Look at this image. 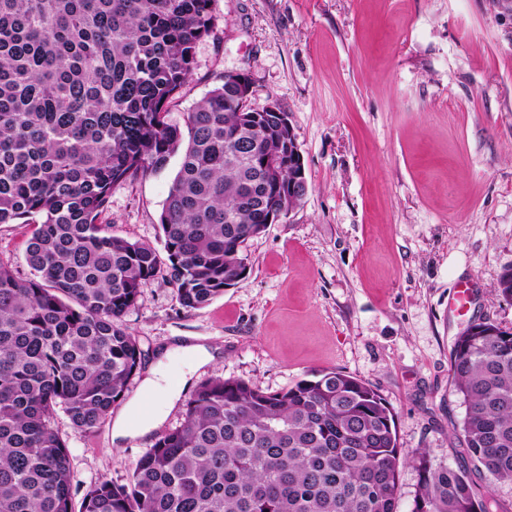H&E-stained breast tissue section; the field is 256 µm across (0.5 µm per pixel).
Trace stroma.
I'll return each instance as SVG.
<instances>
[{"label":"stroma","instance_id":"1","mask_svg":"<svg viewBox=\"0 0 512 512\" xmlns=\"http://www.w3.org/2000/svg\"><path fill=\"white\" fill-rule=\"evenodd\" d=\"M210 11L169 121L183 123L225 72L243 71L252 108L274 99L287 112L309 189L247 242L249 274L208 305L183 308L166 271L143 285L122 322L143 367L187 338L221 349L199 383L234 377L277 392L340 371L386 399L402 448L462 464L451 438L465 415L455 339L474 322L512 328V302L494 291L512 265V31L490 0H211ZM177 167L114 188L100 223L159 245ZM33 231L0 224V264L21 279L32 275ZM192 393L160 428L118 445L111 422L76 435L59 419L75 500L98 480L126 483Z\"/></svg>","mask_w":512,"mask_h":512}]
</instances>
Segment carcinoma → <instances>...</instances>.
<instances>
[{"instance_id": "obj_1", "label": "carcinoma", "mask_w": 512, "mask_h": 512, "mask_svg": "<svg viewBox=\"0 0 512 512\" xmlns=\"http://www.w3.org/2000/svg\"><path fill=\"white\" fill-rule=\"evenodd\" d=\"M210 0H0V224L35 225L33 277L0 264V512H74L68 441L98 428L142 365L121 324L167 266L186 309L243 280L246 243L270 210L293 209L288 127L238 109L221 83L186 114L165 106L211 32ZM180 156L160 214L163 250L112 235V189ZM166 258H161L160 252ZM512 302V266L497 279ZM459 429L474 468L512 481V332L474 323L454 343ZM497 512L470 473L399 446L395 415L365 381L319 371L267 393L202 382L180 425L130 480L96 482L80 512ZM419 486V473L412 466L404 467L398 483V512H411L414 497Z\"/></svg>"}]
</instances>
